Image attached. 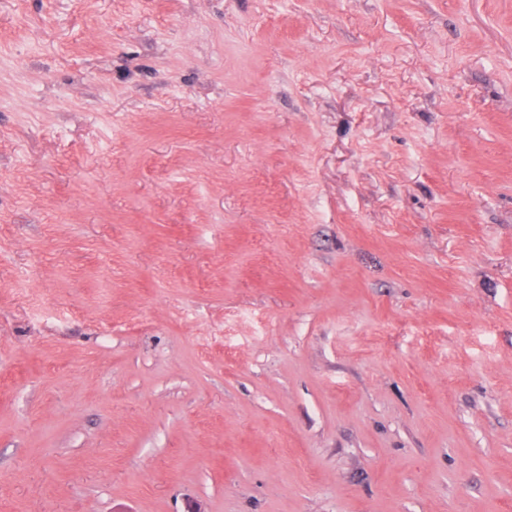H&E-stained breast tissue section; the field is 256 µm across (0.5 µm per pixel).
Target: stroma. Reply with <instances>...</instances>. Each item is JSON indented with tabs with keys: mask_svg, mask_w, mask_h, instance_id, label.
<instances>
[{
	"mask_svg": "<svg viewBox=\"0 0 512 512\" xmlns=\"http://www.w3.org/2000/svg\"><path fill=\"white\" fill-rule=\"evenodd\" d=\"M512 512V0H0V512Z\"/></svg>",
	"mask_w": 512,
	"mask_h": 512,
	"instance_id": "35a3bbf8",
	"label": "stroma"
}]
</instances>
